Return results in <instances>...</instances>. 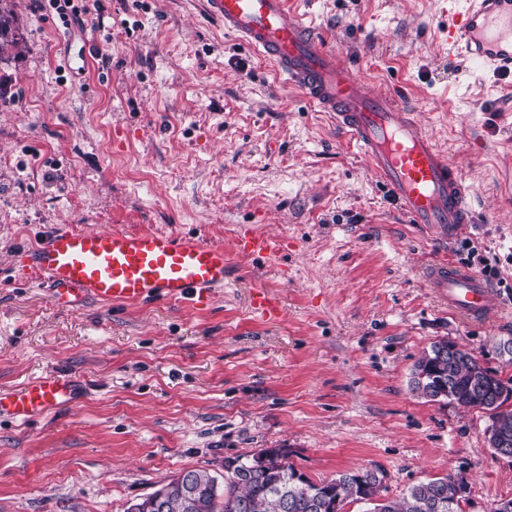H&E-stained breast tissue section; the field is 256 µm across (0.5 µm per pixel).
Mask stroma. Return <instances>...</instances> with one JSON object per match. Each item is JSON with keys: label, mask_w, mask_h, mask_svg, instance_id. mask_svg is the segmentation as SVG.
<instances>
[{"label": "stroma", "mask_w": 512, "mask_h": 512, "mask_svg": "<svg viewBox=\"0 0 512 512\" xmlns=\"http://www.w3.org/2000/svg\"><path fill=\"white\" fill-rule=\"evenodd\" d=\"M375 92L417 119L470 186L447 241L406 223L326 113L210 17L205 0H102L63 23L15 0L26 47L0 62V389L60 372L86 398L0 420V512H126L181 472L278 448L299 473L383 472L382 493L461 475L463 512L512 498L489 416L413 392L433 342L512 377V83L452 57L448 0H292ZM201 232L230 259L209 304L58 306L20 253L48 226ZM244 227L285 239L235 254ZM497 318L449 312L423 279L469 247ZM274 295L278 319L254 308Z\"/></svg>", "instance_id": "1"}]
</instances>
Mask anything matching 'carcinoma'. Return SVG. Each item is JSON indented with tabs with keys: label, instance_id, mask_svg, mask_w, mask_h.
I'll return each instance as SVG.
<instances>
[{
	"label": "carcinoma",
	"instance_id": "carcinoma-1",
	"mask_svg": "<svg viewBox=\"0 0 512 512\" xmlns=\"http://www.w3.org/2000/svg\"><path fill=\"white\" fill-rule=\"evenodd\" d=\"M11 0H0V61L21 49ZM512 390V379L503 380L498 372L473 360L457 361L448 351V341L431 345L414 366L413 390L433 401L446 400L464 408L489 413L488 428L506 440L499 452L512 456V410L494 404L491 386ZM263 465L255 459L237 458L224 465V492L217 494L215 477L205 470H194L197 512H344L348 503L360 502L364 512H462L465 502L450 475L412 485L398 500L378 499L382 479L372 470L346 471L330 481L308 478L293 480L296 470L285 462L279 449H266Z\"/></svg>",
	"mask_w": 512,
	"mask_h": 512
}]
</instances>
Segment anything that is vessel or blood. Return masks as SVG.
Instances as JSON below:
<instances>
[{
	"label": "vessel or blood",
	"mask_w": 512,
	"mask_h": 512,
	"mask_svg": "<svg viewBox=\"0 0 512 512\" xmlns=\"http://www.w3.org/2000/svg\"><path fill=\"white\" fill-rule=\"evenodd\" d=\"M212 17L241 46L273 62L278 75L301 90L319 111L334 115L337 129L369 161L408 223L425 224L439 239L475 221L472 194L456 165L437 147L413 109L373 92L356 69L328 47L309 13L289 0H207ZM448 40L469 60L501 80H512V0H464L448 16ZM284 242L253 230L239 233L240 255H274ZM223 245L197 234L71 230L41 231L25 252L63 307L93 300L113 304L179 301L208 303L223 289ZM426 281L449 310L474 321L497 311L491 284L452 264L429 269ZM77 380L48 374L0 390V417L23 424L75 403Z\"/></svg>",
	"instance_id": "1"
}]
</instances>
